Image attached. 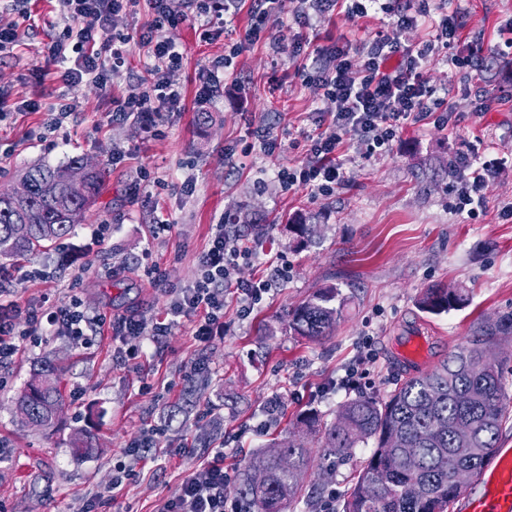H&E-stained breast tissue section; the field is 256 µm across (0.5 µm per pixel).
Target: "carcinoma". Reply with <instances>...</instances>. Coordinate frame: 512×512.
<instances>
[{"mask_svg": "<svg viewBox=\"0 0 512 512\" xmlns=\"http://www.w3.org/2000/svg\"><path fill=\"white\" fill-rule=\"evenodd\" d=\"M21 185L22 192L0 196V256L29 254L70 235L99 198L103 173L85 170L84 159L76 156L61 166L31 167ZM465 302L456 288L431 287L418 307L440 314ZM343 303L335 288L319 292L289 313L288 327L311 339L327 336ZM502 335H512V317L488 324L482 335L450 352L433 370L404 382L384 403L349 400L324 424L312 413L300 417L307 433L322 435L326 456L335 461L346 459L358 444L374 441L342 512H448L462 490L453 480L455 471L476 473L498 447L507 418L500 363L488 356ZM61 406L57 368L50 364L17 398L26 417L45 429L55 425ZM460 425L472 429L467 443L456 437ZM308 463L304 442L275 444L244 470L239 494L252 512H284Z\"/></svg>", "mask_w": 512, "mask_h": 512, "instance_id": "cac0c4a2", "label": "carcinoma"}]
</instances>
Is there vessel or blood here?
Here are the masks:
<instances>
[{"instance_id":"obj_1","label":"vessel or blood","mask_w":512,"mask_h":512,"mask_svg":"<svg viewBox=\"0 0 512 512\" xmlns=\"http://www.w3.org/2000/svg\"><path fill=\"white\" fill-rule=\"evenodd\" d=\"M473 484L459 496L463 512H512V448L493 449Z\"/></svg>"}]
</instances>
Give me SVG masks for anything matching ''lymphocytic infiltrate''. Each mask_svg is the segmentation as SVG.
Here are the masks:
<instances>
[{
	"instance_id": "1",
	"label": "lymphocytic infiltrate",
	"mask_w": 512,
	"mask_h": 512,
	"mask_svg": "<svg viewBox=\"0 0 512 512\" xmlns=\"http://www.w3.org/2000/svg\"><path fill=\"white\" fill-rule=\"evenodd\" d=\"M125 0H59L63 13L72 21L65 34L49 46L50 57L64 64L62 79L72 87L92 85L108 91L114 77L127 65L128 35L113 32L112 20ZM170 0H149L154 13L150 27L138 36L149 49L153 63L146 90L127 98H113L112 112L120 120H133L143 129L157 126L164 113L185 109L183 92L169 78L178 69L183 55L164 36L167 27L178 21L169 7ZM380 0H251V25L245 32L249 43L259 42L265 19L273 14L286 15L299 27L310 23L314 13L344 11L354 18L367 17ZM396 28H421L425 38L417 46L401 44L385 30L369 38L352 42L340 39L324 47L308 48L305 37H297L293 56L315 100L330 103V110L319 111L313 134L308 135L305 162L279 170L280 182L288 189L334 192L346 181V156L350 143L364 147L366 155L385 153L404 128L425 122L438 103L439 87L426 82L423 70L431 58L441 56L458 68L475 67L474 52L458 50L463 14L456 9H432L429 0H402L392 12ZM496 159L465 157L454 165L453 208L464 212L474 205V194L498 173ZM232 214H225L212 225L208 246L201 253L198 272L170 306L172 316H191L192 334L206 343L224 333V295L236 288L240 295L239 315L248 318L255 307L285 276L276 266L258 278H238L240 267L254 264L255 247L238 245L229 228ZM47 324L58 332L80 338L86 332L110 329L113 335L129 340L124 356L131 362L145 357V342L165 334L166 324L134 315H98L88 317L74 300H59L44 295L40 305L21 307L16 302H0V364L11 359L14 347L9 336L16 333V321ZM232 476L224 468V451L211 449L209 457L199 461L182 482L178 492L163 500L156 512H248L243 498L227 494Z\"/></svg>"
}]
</instances>
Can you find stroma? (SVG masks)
<instances>
[{
	"mask_svg": "<svg viewBox=\"0 0 512 512\" xmlns=\"http://www.w3.org/2000/svg\"><path fill=\"white\" fill-rule=\"evenodd\" d=\"M466 45L481 48L475 68L453 69L434 58L423 75L448 88L447 108L432 121L408 127L383 155L367 158L350 146L347 181L333 194L288 191L277 172L305 161V136L316 107L291 55L297 36L323 47L329 37H368L387 26L379 13L358 21L347 15L317 18L305 29L291 18L269 16L266 41H243L247 10L226 14L208 42L199 20L166 31L183 54L171 74L188 102L153 132L112 118V99L141 92L150 62L139 43L153 12L147 0H129L115 18L130 34L128 69L113 93L94 86H67L63 67L50 62L48 47L68 19L54 0H0V25H15L19 43L0 53V192L12 190L34 164H65L84 157L104 170V189L83 224L42 250L22 258L0 256V267L40 271V280L13 282L11 300L39 304L44 293L76 295L88 314L143 315L164 320L171 291L196 272L211 224L225 211L237 214L238 233L259 238L261 254L283 260L288 278L265 296L251 319L238 318L237 297L224 304V333L211 342L192 336L182 317L159 344L148 347L140 367L119 364L127 345L111 332L82 343L50 334L48 326H24L18 352L0 367V512H155L173 495L208 448H224L226 465L243 469L252 454L276 441H304L311 458L302 489L286 512H318L327 489L344 497L372 446L329 467L317 438H303L297 421L312 411L332 421L348 400L389 399L408 378L395 346L419 329L431 340L424 370L478 335L483 323L512 316V0H462ZM234 59L223 90L200 122L193 99L200 73L225 54ZM279 88H272L271 78ZM497 97L492 109L474 114L472 93ZM35 99L38 111H21ZM448 127H439L440 119ZM272 126L281 152L266 156L252 135ZM121 163H113L114 152ZM504 161L486 189L487 209L468 219L451 207L452 165L462 157ZM142 180L137 198L132 181ZM312 225L300 237L280 215ZM169 220L171 230L159 229ZM105 232H98V225ZM463 288L467 304L427 314L417 299L429 287ZM337 288L344 300L332 333L312 340L294 335L288 312L312 295ZM203 370H192L195 359ZM59 370L63 407L50 429L22 422L16 399L45 364ZM362 372L357 386L338 387L349 365ZM284 397L277 421L266 422L264 404ZM91 436L95 450L76 453L74 434ZM156 445L139 457L128 448L143 435ZM133 474L115 499L96 494L122 467Z\"/></svg>",
	"mask_w": 512,
	"mask_h": 512,
	"instance_id": "35a3bbf8",
	"label": "stroma"
}]
</instances>
